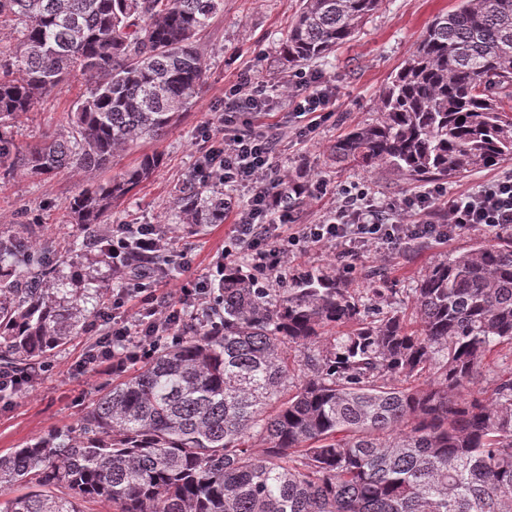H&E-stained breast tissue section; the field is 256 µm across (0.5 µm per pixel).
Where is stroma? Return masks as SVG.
Returning a JSON list of instances; mask_svg holds the SVG:
<instances>
[{
    "label": "stroma",
    "instance_id": "35a3bbf8",
    "mask_svg": "<svg viewBox=\"0 0 512 512\" xmlns=\"http://www.w3.org/2000/svg\"><path fill=\"white\" fill-rule=\"evenodd\" d=\"M456 0H383L380 9L355 37L337 46L335 52L307 63L306 68L325 75L332 104L315 136L299 140L295 131L308 119L288 108L285 93L277 80L286 73L278 47L300 0H224V10L214 17L201 36L198 48L206 65L205 82L197 101L157 140H140L118 154L111 170L90 173L68 170L51 178L22 175L12 162L29 145L46 134L63 128L74 103L86 92L85 78L64 83L41 100L13 128L10 151L0 156V231L14 230L19 224H39L44 238L37 251L50 263H58L52 242L82 247L85 228L75 223L65 206L88 184L109 178L136 166L143 155L161 156L154 176L140 184L124 200L115 204L109 218L113 224H158L178 183L190 175L198 160L212 144L204 129L224 109V94L237 77L247 75L270 81L278 118L290 134L281 142L276 162L282 171L303 175L308 185L326 184L325 196H312L299 216L302 224L326 221L333 213L337 192L346 186L365 187L376 200L386 203L425 190L437 189L446 196H457L483 182L512 173V162L480 168L448 180L412 181L387 169L363 170L356 166H336L326 149L345 130L368 124L377 117V102L390 78L429 23L454 8ZM231 224H210L200 231L181 230L172 243L173 254H186L188 268L169 267L174 284L207 279L216 250L231 235ZM489 235L475 228L445 242L428 240L422 244L404 243L393 252L359 249L348 259L351 286L365 290L369 283L361 272L368 267L384 269L382 292L385 304L406 303L411 288L429 267L448 253L487 241ZM89 318L81 335L58 350L49 370L37 371L14 396L0 400V453L24 447L48 433L74 426L91 406L101 389L115 383L112 374L78 373L76 362L91 348L98 332L99 305L89 303Z\"/></svg>",
    "mask_w": 512,
    "mask_h": 512
}]
</instances>
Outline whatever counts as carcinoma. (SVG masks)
<instances>
[{
    "instance_id": "carcinoma-1",
    "label": "carcinoma",
    "mask_w": 512,
    "mask_h": 512,
    "mask_svg": "<svg viewBox=\"0 0 512 512\" xmlns=\"http://www.w3.org/2000/svg\"><path fill=\"white\" fill-rule=\"evenodd\" d=\"M381 0H302L281 43L292 66L349 41ZM224 0H0V153L8 129L73 73L90 81L64 131L16 158L36 177L107 170L163 137L200 94L197 36ZM376 121L329 149L336 165L448 179L512 160V0H458L383 90ZM159 156L82 188L67 209L83 251ZM295 217L304 182L276 187ZM166 223H224V185L189 178ZM42 228L0 234V367L30 373L83 330L99 288L30 264ZM415 325L371 313L339 271L286 288L224 267L212 323L186 324L66 431L0 455V512H512V374L462 392L512 348V235L451 252L414 289ZM423 377L430 379L419 384ZM261 447H256V444Z\"/></svg>"
}]
</instances>
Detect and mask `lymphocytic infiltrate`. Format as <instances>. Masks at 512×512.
Returning <instances> with one entry per match:
<instances>
[{"instance_id":"1","label":"lymphocytic infiltrate","mask_w":512,"mask_h":512,"mask_svg":"<svg viewBox=\"0 0 512 512\" xmlns=\"http://www.w3.org/2000/svg\"><path fill=\"white\" fill-rule=\"evenodd\" d=\"M290 89L291 111L309 115L308 132L318 128L327 111L329 94L318 73L298 72L284 80ZM267 85L243 77L231 88L218 120L221 139L199 160L194 176L219 181L225 188L245 186L246 203L227 202L233 211V234L213 275L224 278V262L244 257L260 274L280 277L290 255L312 247L354 252L359 248L396 249L408 238L445 239L474 227L492 232L512 224V174L486 182L477 190L455 197L421 193L390 204L375 205L368 189L346 187L339 191L333 216L320 224H293L281 208L275 190L280 171L273 163V143L265 130L232 128L233 115L248 112L256 118L269 115ZM102 242L112 267L123 274L122 286L112 296V311L94 345L78 361V370L97 373L123 371L128 364L150 356L162 340L178 339L186 316L202 319L212 308L210 283L196 282L172 288L170 280L154 268L128 269L130 253L153 256L171 247L153 224H120Z\"/></svg>"}]
</instances>
